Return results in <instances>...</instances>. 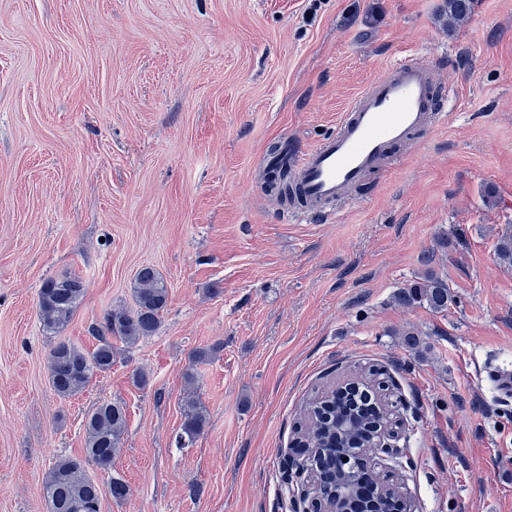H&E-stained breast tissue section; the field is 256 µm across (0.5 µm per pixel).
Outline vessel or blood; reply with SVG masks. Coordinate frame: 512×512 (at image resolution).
<instances>
[{
  "mask_svg": "<svg viewBox=\"0 0 512 512\" xmlns=\"http://www.w3.org/2000/svg\"><path fill=\"white\" fill-rule=\"evenodd\" d=\"M437 83L433 68L414 59L371 81L341 114L334 134L294 156L290 170L304 201L294 216L326 210L387 167L413 134L434 127Z\"/></svg>",
  "mask_w": 512,
  "mask_h": 512,
  "instance_id": "vessel-or-blood-1",
  "label": "vessel or blood"
}]
</instances>
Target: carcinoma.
I'll list each match as a JSON object with an SVG mask.
<instances>
[{
    "label": "carcinoma",
    "instance_id": "obj_1",
    "mask_svg": "<svg viewBox=\"0 0 512 512\" xmlns=\"http://www.w3.org/2000/svg\"><path fill=\"white\" fill-rule=\"evenodd\" d=\"M473 0H445L448 28L454 29L467 20ZM85 295L84 282L76 277L49 278L41 286L38 305L43 330L61 332L72 320ZM135 309H113L104 314L96 328L99 345L91 352L60 340L50 351V384L61 398L69 399L81 393L101 373L112 369V339L132 345L139 339L153 335L161 324L168 305V289L158 272L141 268L133 288ZM396 300L413 307L425 305L442 313L453 303L448 283L436 275H427L423 281L401 289ZM332 396L315 391L307 401L303 414L309 422L325 458L333 460L340 455L353 456L362 448L367 419L359 405L346 410L341 405H330ZM126 411L123 403L103 399L90 409L85 417L84 436L86 456L83 459L60 458L49 469L43 483V494L48 512H101L105 496L122 501L128 488L120 477L112 476L107 484L98 483L87 466L109 472L112 460L126 430ZM207 415L198 399L191 397L184 404V421L177 435L178 442L189 444L203 432Z\"/></svg>",
    "mask_w": 512,
    "mask_h": 512
}]
</instances>
